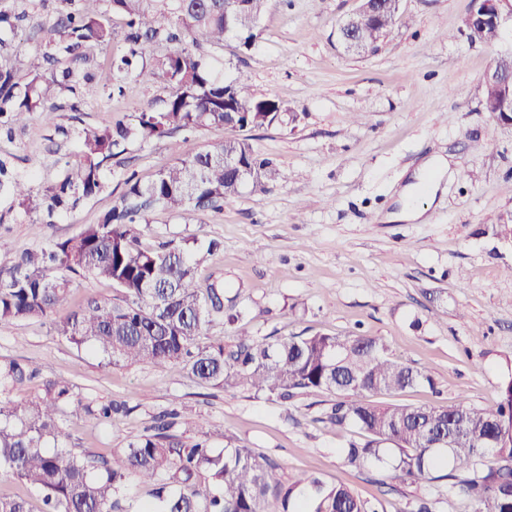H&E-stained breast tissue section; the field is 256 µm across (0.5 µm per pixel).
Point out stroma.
Listing matches in <instances>:
<instances>
[{
	"instance_id": "1",
	"label": "stroma",
	"mask_w": 512,
	"mask_h": 512,
	"mask_svg": "<svg viewBox=\"0 0 512 512\" xmlns=\"http://www.w3.org/2000/svg\"><path fill=\"white\" fill-rule=\"evenodd\" d=\"M471 0H403V17L374 54L346 53L336 27L359 0H273L251 49L236 40L205 48L217 73L243 72L252 90L280 99L298 115L290 125L248 130L255 151L288 174L262 188L245 185L222 210L193 220L163 210L149 214L144 246L197 239L201 285H223L235 324L216 318L212 336L233 344L238 330L261 339L340 334L380 339L391 356L424 369L433 385L393 395L396 403L451 405L459 398L489 407L512 376V242L497 235L493 218L512 212V124L485 112L476 95L493 59L512 51V29L495 43L462 34ZM66 0H45L32 21L5 36L0 59L17 74ZM124 93L81 84L63 93L54 124L33 116L0 134V159L39 189L75 161L83 128L133 122L148 103L165 97L161 81L130 74ZM217 132H176L132 140L102 173L107 190L53 223L14 215L0 226V269L23 250L77 234L119 204L124 180H152L177 157L218 140ZM442 153L458 170L444 185L427 223L384 221L396 191L429 156ZM220 248L207 253L209 240ZM35 369L16 400L45 380L70 383L82 402L127 403L128 414L99 424L64 415L68 449L114 463L121 448L154 416L176 408L203 424L223 426L234 445L274 461L280 481L298 471L350 486L379 499L384 512H404L417 485L376 483L341 461L359 434L327 420L331 398L283 402L247 388L197 383L179 367L106 365L76 347L45 320L0 324V363Z\"/></svg>"
}]
</instances>
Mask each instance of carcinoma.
<instances>
[{"mask_svg": "<svg viewBox=\"0 0 512 512\" xmlns=\"http://www.w3.org/2000/svg\"><path fill=\"white\" fill-rule=\"evenodd\" d=\"M82 2L49 30L52 51L28 57L25 81L0 66V126L24 127L35 114L54 121L56 100L75 90L80 75L112 96L123 92L124 77L137 69L147 82L167 83L169 93L143 108L132 126L109 121L82 131L78 159L40 190L16 179L0 160V189L9 190L32 223L104 192L101 172L131 138L147 141L198 128L222 132L228 126L240 132L297 121L282 101L251 92L244 74L218 76L197 53L227 38L250 47L270 0H247L246 19L224 16V0ZM114 14L124 22V48L103 65L94 49L112 44ZM397 20L387 9L375 21L363 16L353 34L374 54L379 33L392 34ZM159 41L173 50L146 63L148 45ZM286 179L285 170L239 136L178 159L146 185L129 176L121 203L97 223L47 248L26 249L0 271V324L49 319L58 335L92 347L108 365H180L203 385L248 386L283 401L332 395L329 423L355 427L364 436L343 450L347 468L377 470L403 484L446 481L461 512H512V378L500 385L493 407L464 398L448 407L376 404L373 395L431 386L432 379L391 357L373 336L314 334L264 342L241 333L227 347L223 338L207 334L214 314L224 311V288L212 284L201 291L187 244L150 249L141 243L150 208L189 221L200 211L221 209L249 182ZM75 276L108 282L116 295L73 306ZM35 375L18 361L0 365V469L39 489L44 512H121V500L144 485L153 486L155 502L142 512H382L380 501L364 500L314 474L296 472L286 484L275 480L273 462L232 445L221 427L187 442L175 431L183 421L174 410L133 437L115 465H100L58 447L68 437L61 416L83 413L105 424L124 406L84 404L62 380L44 382L29 400H13ZM217 438L227 446L214 448ZM436 504L418 495L405 512H436ZM0 512H28L27 503L1 495Z\"/></svg>", "mask_w": 512, "mask_h": 512, "instance_id": "1", "label": "carcinoma"}]
</instances>
